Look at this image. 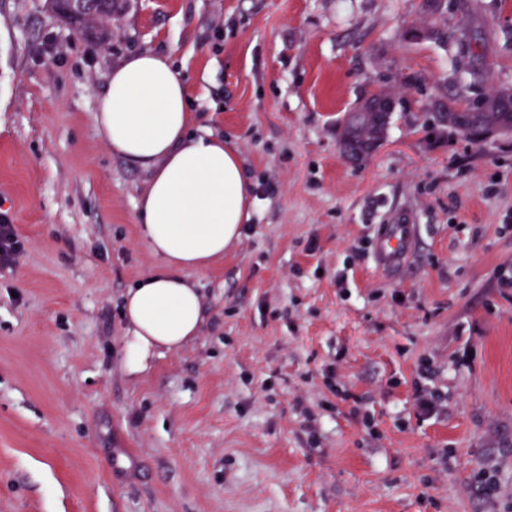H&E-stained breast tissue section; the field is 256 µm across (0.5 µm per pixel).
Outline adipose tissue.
<instances>
[{
	"mask_svg": "<svg viewBox=\"0 0 512 512\" xmlns=\"http://www.w3.org/2000/svg\"><path fill=\"white\" fill-rule=\"evenodd\" d=\"M92 119L112 153L148 175L135 222L158 264L123 300L124 368L138 375L158 351L199 335L204 298L192 276L240 242L256 201L234 144L195 132L169 55L145 50L115 64Z\"/></svg>",
	"mask_w": 512,
	"mask_h": 512,
	"instance_id": "ef3b65f1",
	"label": "adipose tissue"
}]
</instances>
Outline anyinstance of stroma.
Masks as SVG:
<instances>
[{"instance_id": "1", "label": "stroma", "mask_w": 512, "mask_h": 512, "mask_svg": "<svg viewBox=\"0 0 512 512\" xmlns=\"http://www.w3.org/2000/svg\"><path fill=\"white\" fill-rule=\"evenodd\" d=\"M421 3L126 0L102 45L0 0V212L27 244L0 270V512H512V132L429 120L512 88V0ZM141 50L172 55L257 212L195 276L199 336L131 377L147 175L91 116ZM380 88L390 126L352 163L342 118ZM400 211L418 237L385 275ZM411 218H401L388 224L384 233L377 237L373 247V260L383 272L395 271L404 255L415 243V224Z\"/></svg>"}]
</instances>
